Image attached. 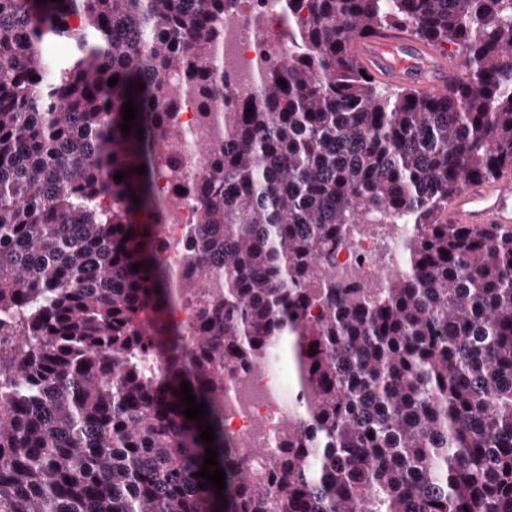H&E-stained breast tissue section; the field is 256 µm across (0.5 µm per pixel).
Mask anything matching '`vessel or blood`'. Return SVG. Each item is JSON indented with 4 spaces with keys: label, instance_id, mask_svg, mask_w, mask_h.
<instances>
[{
    "label": "vessel or blood",
    "instance_id": "obj_1",
    "mask_svg": "<svg viewBox=\"0 0 512 512\" xmlns=\"http://www.w3.org/2000/svg\"><path fill=\"white\" fill-rule=\"evenodd\" d=\"M352 52L377 82L409 86L426 95L446 89L459 68L457 61L438 56L429 44L410 41L394 29H381L357 41ZM448 221L512 225V171L491 180H469L449 201Z\"/></svg>",
    "mask_w": 512,
    "mask_h": 512
}]
</instances>
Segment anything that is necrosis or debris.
<instances>
[{
  "instance_id": "obj_1",
  "label": "necrosis or debris",
  "mask_w": 512,
  "mask_h": 512,
  "mask_svg": "<svg viewBox=\"0 0 512 512\" xmlns=\"http://www.w3.org/2000/svg\"><path fill=\"white\" fill-rule=\"evenodd\" d=\"M230 11L234 16L231 25L224 29V70L234 76L241 101H251L254 93V75L251 61L257 53L268 56L282 53L284 44L275 35L285 26V19L271 15L269 30L262 31L253 24L254 0H233ZM186 170L171 166L166 159L157 166L156 189L159 195L177 197V215L165 224L163 241L165 255L174 261L177 276H184L186 269L176 263L173 243L180 240L187 224L193 223L196 199L182 193ZM407 227L390 225L388 233H381L379 225L371 224L353 235L336 250V273L340 276H361L375 285H382L381 268L399 273L403 264L398 251ZM239 402L237 409L226 413L231 421L240 448L255 449L251 461L254 468H262L265 458L260 451L274 448L288 441V417L297 411V397L290 388L283 368L268 364L259 368L244 365L238 368L232 383Z\"/></svg>"
}]
</instances>
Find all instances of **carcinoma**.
Returning a JSON list of instances; mask_svg holds the SVG:
<instances>
[{
  "mask_svg": "<svg viewBox=\"0 0 512 512\" xmlns=\"http://www.w3.org/2000/svg\"><path fill=\"white\" fill-rule=\"evenodd\" d=\"M229 2L0 0V512H512V225L447 219L512 168V0H258L288 51L247 105L218 65ZM382 27L458 46L447 91L364 78L351 46ZM169 71L224 134L168 118ZM169 140L205 157L179 261L209 276L162 256ZM348 224L410 225L406 272L336 281ZM199 298L187 336L168 314ZM284 338L303 399L259 475L224 394Z\"/></svg>",
  "mask_w": 512,
  "mask_h": 512,
  "instance_id": "obj_1",
  "label": "carcinoma"
}]
</instances>
